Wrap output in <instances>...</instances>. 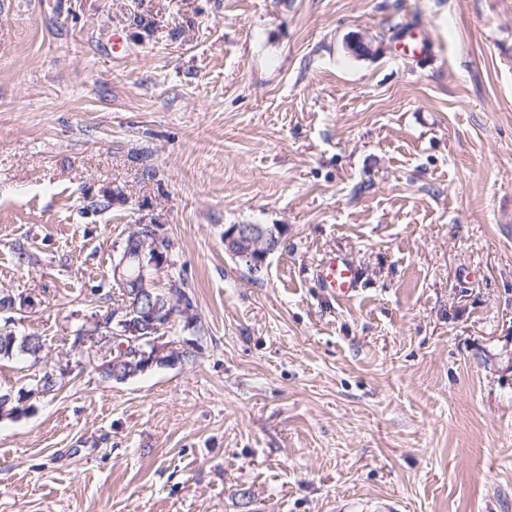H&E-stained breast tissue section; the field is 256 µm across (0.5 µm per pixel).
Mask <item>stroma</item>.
I'll return each mask as SVG.
<instances>
[{
    "mask_svg": "<svg viewBox=\"0 0 512 512\" xmlns=\"http://www.w3.org/2000/svg\"><path fill=\"white\" fill-rule=\"evenodd\" d=\"M139 224L201 350L115 382L71 342ZM1 295L57 387L0 512H512V0H0ZM280 236L278 227L272 226L271 228L265 224H251L247 229H240L239 227L231 229L224 235V242L228 248V251L236 255L238 262L248 267L250 273H253V269L250 265L255 268H261L265 262L267 255L269 254V245L273 240L276 241ZM244 260H248L245 262ZM316 281L327 295L349 299L361 287V269L345 254L326 252L317 264Z\"/></svg>",
    "mask_w": 512,
    "mask_h": 512,
    "instance_id": "obj_1",
    "label": "stroma"
}]
</instances>
